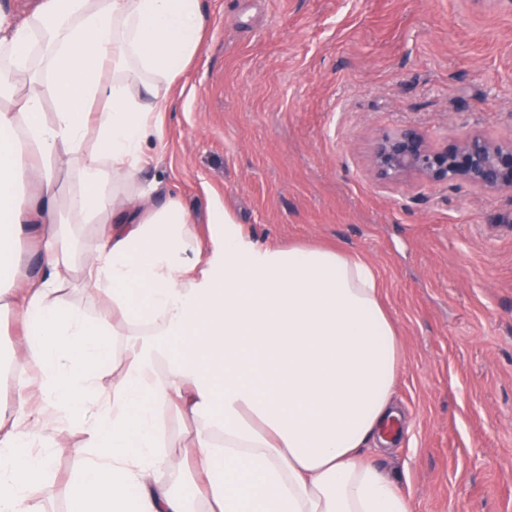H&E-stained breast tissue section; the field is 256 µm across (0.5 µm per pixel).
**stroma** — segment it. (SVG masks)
I'll return each instance as SVG.
<instances>
[{"mask_svg":"<svg viewBox=\"0 0 512 512\" xmlns=\"http://www.w3.org/2000/svg\"><path fill=\"white\" fill-rule=\"evenodd\" d=\"M207 37L162 115L156 166L203 219L217 192L270 246L373 266L403 340L404 438L371 460L412 512H512V197L383 181L376 140L512 138V12L494 0H201ZM32 512H71L77 428Z\"/></svg>","mask_w":512,"mask_h":512,"instance_id":"stroma-1","label":"stroma"}]
</instances>
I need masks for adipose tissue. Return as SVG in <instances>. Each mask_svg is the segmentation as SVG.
<instances>
[{
	"mask_svg": "<svg viewBox=\"0 0 512 512\" xmlns=\"http://www.w3.org/2000/svg\"><path fill=\"white\" fill-rule=\"evenodd\" d=\"M204 32L201 0L0 11V308L21 325L28 370L0 411V512H27L47 482L55 424L86 434L76 512H411L364 457L397 415L404 356L371 266L258 244L213 193L199 231L141 178ZM26 236L34 275L15 258ZM74 283L109 317L90 324L63 301ZM109 357L125 369L99 393Z\"/></svg>",
	"mask_w": 512,
	"mask_h": 512,
	"instance_id": "ef3b65f1",
	"label": "adipose tissue"
}]
</instances>
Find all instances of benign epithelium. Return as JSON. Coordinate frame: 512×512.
Returning <instances> with one entry per match:
<instances>
[{"label":"benign epithelium","instance_id":"1","mask_svg":"<svg viewBox=\"0 0 512 512\" xmlns=\"http://www.w3.org/2000/svg\"><path fill=\"white\" fill-rule=\"evenodd\" d=\"M375 176L393 181L418 178L432 185L464 182L487 194H512V139L468 134L435 147L412 125L381 136L371 155Z\"/></svg>","mask_w":512,"mask_h":512}]
</instances>
